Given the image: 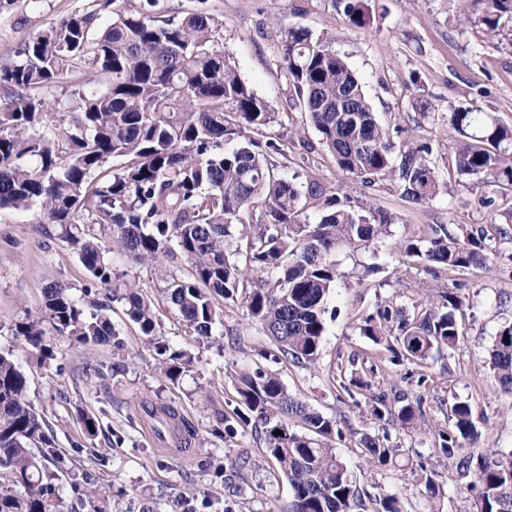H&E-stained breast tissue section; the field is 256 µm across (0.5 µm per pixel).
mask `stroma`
<instances>
[{"label": "stroma", "mask_w": 512, "mask_h": 512, "mask_svg": "<svg viewBox=\"0 0 512 512\" xmlns=\"http://www.w3.org/2000/svg\"><path fill=\"white\" fill-rule=\"evenodd\" d=\"M101 0H40L30 6L15 0L0 10V65L50 20L97 8ZM367 22L356 26L337 0H158L156 14L178 17L204 10L223 23L221 47L235 58L241 79L268 101L275 117L262 127L261 141L294 143L288 156H275L278 171L301 186L321 183L352 205L380 208L395 217L387 233L370 249L343 247L333 259L339 274L328 299L326 333L315 365L279 360L262 326L250 319L242 301L224 304L223 322L209 338L185 328L164 288L172 276L185 274L184 258L158 265H137L112 257V281L140 285L157 316L158 330L171 345L189 351L194 371L171 384L158 368V356L137 324L110 291L98 299L108 309L120 346L74 347L56 336L55 358L38 364L22 351L12 333L16 321L40 314L44 290L55 282L80 295L89 274L65 243L39 236V208L0 209V350H16L28 378L29 399L50 424L64 463L54 482L64 506L74 503L73 489L96 480L108 498L109 512H291L293 490L277 463L267 455L264 429L251 422L232 439L215 434L217 413L238 406L233 378L264 369L278 374L294 395L326 417L342 434L333 446L355 481L363 505L357 512H382L380 500L394 494L404 512H474V501L455 459L439 451V435L450 428V406L468 402L480 433L466 454L480 456L512 450V396L495 380L490 349L497 332L512 322V188L481 178L458 176L448 114L458 107L486 113L512 126V20L487 32L464 15H476L477 0H365ZM309 29L325 41L361 78L380 124L390 133L394 153L429 143V160L442 192L416 205L397 184L371 186L350 182L332 156L319 150V135L294 102L280 70L279 23ZM315 144L304 156L302 142ZM467 232L493 249L486 266L458 271L426 269L403 257L414 241L428 245L437 227ZM456 289L463 304L456 313L460 336L453 350L433 355L425 364H391L386 344L374 343L361 330L364 317L391 299L413 310L423 297ZM101 374L86 376V365ZM362 379L364 388L338 389L337 371ZM422 400L423 417L414 429L390 428L371 414V399ZM172 404L196 428L186 452L160 444L146 430L136 410ZM99 421L88 436L82 416ZM387 437L399 450L398 466L376 468L368 462L362 435ZM107 451L99 464L96 454ZM232 462L224 473L214 463ZM426 469L440 487L428 498L417 485L415 470Z\"/></svg>", "instance_id": "obj_1"}]
</instances>
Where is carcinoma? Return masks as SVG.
Listing matches in <instances>:
<instances>
[{
	"label": "carcinoma",
	"mask_w": 512,
	"mask_h": 512,
	"mask_svg": "<svg viewBox=\"0 0 512 512\" xmlns=\"http://www.w3.org/2000/svg\"><path fill=\"white\" fill-rule=\"evenodd\" d=\"M475 22L495 32L512 16V0H482ZM156 0H127L107 25L94 10L49 22L0 66V208H41L38 232L57 238L78 255L91 280L83 289L112 287L109 254L137 264H158L180 254L187 273L173 279L166 296L186 328L202 339L221 321L219 300L244 293L245 308L261 324L285 361L311 365L326 332L327 298L338 281L332 256L342 245L368 248L387 232L393 217L378 209L371 219L340 205L315 185L303 199L300 187L276 172L272 154L285 149L252 136L273 121L271 105L241 79L232 58L219 47L222 23L192 10L161 19ZM357 26L366 17L359 0H340ZM280 70L301 111L318 132L320 145L352 182L398 183L414 204L441 192L425 143L409 147L394 163L387 131L379 124L363 85L346 61L309 30L281 25ZM96 88L56 95L71 75ZM72 124L47 133L60 113ZM459 174L512 186V127L479 112L448 113ZM119 165H113V161ZM261 208L262 223L244 247L230 248L235 224ZM316 210V222L302 219ZM405 256L459 271L490 260L483 241L439 229L429 246L408 242ZM44 314L26 315L13 334L45 363L54 358L56 334L76 344L120 345L119 332L104 308L73 298L57 282L44 291ZM112 296L125 305L158 369L177 382L194 367L188 352L158 334L152 305L136 284ZM462 300L448 289L409 316L395 302L380 304L362 331L378 343L394 337L397 362L421 364L456 347L455 310ZM491 365L502 389L512 393V323L503 326L491 349ZM27 375L13 351H0V471L14 488L0 489V512H58L56 485L43 479L47 464L59 462L51 427L27 397ZM242 408L219 417L224 438L253 415L266 426V452L292 487V512H354L360 498L346 466L332 448L337 423L288 391L279 376L257 369L237 378ZM419 406L398 408L376 399L372 414L391 426L414 427ZM161 426L175 425L188 445L196 428L167 405L152 411ZM452 428L441 436L445 457L459 454L458 439L474 443L478 431L466 402L450 407ZM301 429H293V422ZM282 431L276 435L274 431ZM368 461L387 466L398 449L363 435ZM475 512H512V451L473 462L460 459ZM82 507L108 512L105 492L93 488Z\"/></svg>",
	"instance_id": "carcinoma-1"
}]
</instances>
